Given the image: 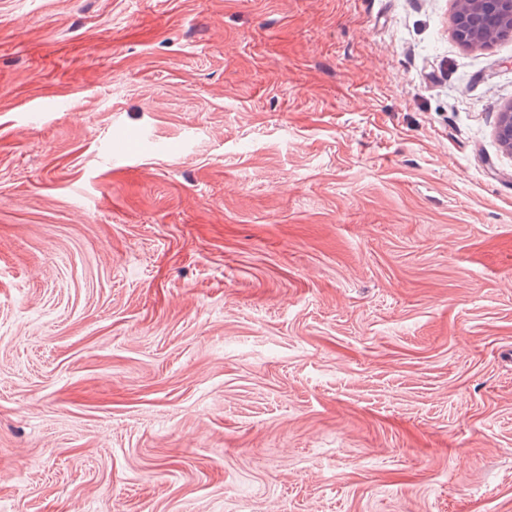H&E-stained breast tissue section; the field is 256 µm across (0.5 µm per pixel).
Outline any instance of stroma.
Listing matches in <instances>:
<instances>
[{"label":"stroma","mask_w":512,"mask_h":512,"mask_svg":"<svg viewBox=\"0 0 512 512\" xmlns=\"http://www.w3.org/2000/svg\"><path fill=\"white\" fill-rule=\"evenodd\" d=\"M454 11L0 0V512H512V39Z\"/></svg>","instance_id":"1"}]
</instances>
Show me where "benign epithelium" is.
Here are the masks:
<instances>
[{"label":"benign epithelium","instance_id":"1","mask_svg":"<svg viewBox=\"0 0 512 512\" xmlns=\"http://www.w3.org/2000/svg\"><path fill=\"white\" fill-rule=\"evenodd\" d=\"M453 35L464 45L489 50L512 37V0H454ZM499 144L512 153V105L500 113Z\"/></svg>","mask_w":512,"mask_h":512}]
</instances>
